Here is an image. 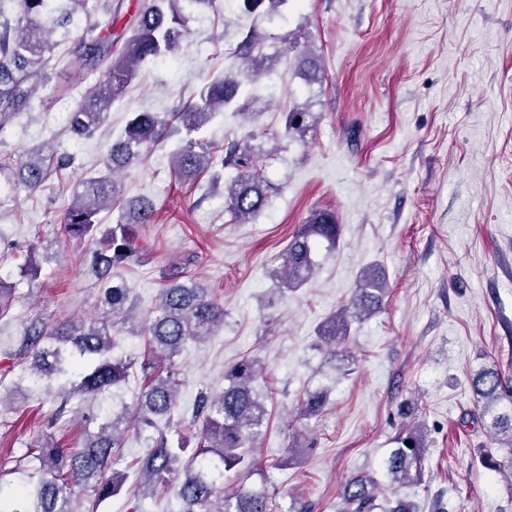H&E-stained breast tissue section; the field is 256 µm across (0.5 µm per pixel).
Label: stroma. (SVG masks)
<instances>
[{
	"label": "stroma",
	"instance_id": "35a3bbf8",
	"mask_svg": "<svg viewBox=\"0 0 512 512\" xmlns=\"http://www.w3.org/2000/svg\"><path fill=\"white\" fill-rule=\"evenodd\" d=\"M298 38L321 67L311 82L298 50L262 76L246 119L227 112L205 139L251 138L274 152L263 170L272 184L265 209L232 224L224 186L208 176L186 183L172 169L181 143L151 146L120 177L125 199L156 208L140 225L138 262L115 269L139 317L154 310L163 279L184 271L224 305V325L176 357L182 384L176 418H186L198 391L224 387V370L245 357L265 368L270 420L254 440L257 471L226 472L225 485L265 489L278 512H340L346 481L371 475L387 497L413 501L417 512H512V457L486 468L495 447L478 406L473 374L494 367L512 376V0H291L269 21L243 14L239 0H217L195 16L173 60L144 67L106 121L74 140L61 109H72L98 80L75 57L52 58L46 85L30 108L0 134V157L20 160L49 141L74 165L37 193L0 179V282L14 290L0 317V493L26 484L24 455L44 433L66 448L83 442L93 405L72 397L54 427L46 419L59 388L32 390L26 366L9 354L33 320L86 319L102 313L89 243L61 233L72 188L98 169L130 112L168 115L210 75L239 73L227 55L249 25ZM71 85L59 96L56 84ZM309 112L303 137L284 136L277 103ZM317 209L335 212V250L318 247L317 268L303 287L282 292L270 272L300 224ZM47 257L38 275L21 266L33 240ZM380 268L389 288L382 312L354 319L328 359L317 330L349 306L363 269ZM324 388L323 412L300 420L305 390ZM426 432L423 479L391 483L385 460L408 419ZM173 497L127 486L103 502L83 495L82 512H178Z\"/></svg>",
	"mask_w": 512,
	"mask_h": 512
}]
</instances>
